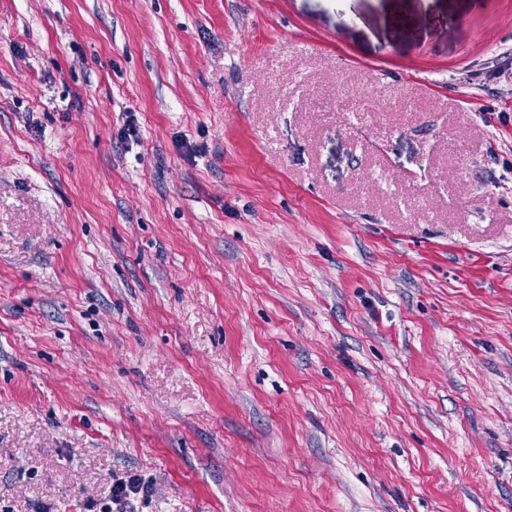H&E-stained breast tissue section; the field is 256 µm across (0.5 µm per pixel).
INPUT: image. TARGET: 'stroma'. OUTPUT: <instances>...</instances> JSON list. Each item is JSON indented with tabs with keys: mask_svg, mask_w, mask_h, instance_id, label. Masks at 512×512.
I'll list each match as a JSON object with an SVG mask.
<instances>
[{
	"mask_svg": "<svg viewBox=\"0 0 512 512\" xmlns=\"http://www.w3.org/2000/svg\"><path fill=\"white\" fill-rule=\"evenodd\" d=\"M133 475L512 512V0H0V512Z\"/></svg>",
	"mask_w": 512,
	"mask_h": 512,
	"instance_id": "stroma-1",
	"label": "stroma"
}]
</instances>
